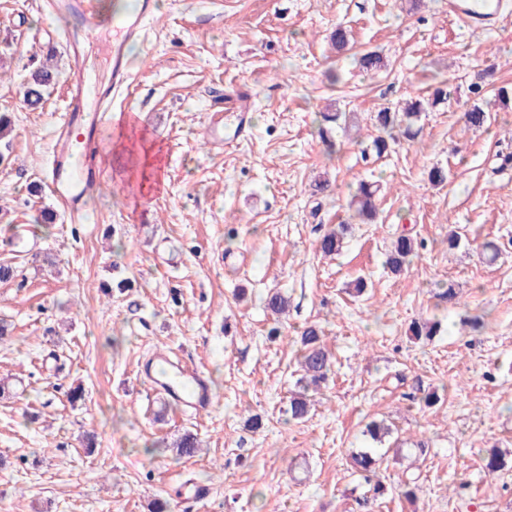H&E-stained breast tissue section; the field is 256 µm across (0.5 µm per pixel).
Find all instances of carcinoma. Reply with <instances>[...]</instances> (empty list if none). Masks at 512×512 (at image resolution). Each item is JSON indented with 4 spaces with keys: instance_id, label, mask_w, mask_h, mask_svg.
I'll list each match as a JSON object with an SVG mask.
<instances>
[{
    "instance_id": "carcinoma-1",
    "label": "carcinoma",
    "mask_w": 512,
    "mask_h": 512,
    "mask_svg": "<svg viewBox=\"0 0 512 512\" xmlns=\"http://www.w3.org/2000/svg\"><path fill=\"white\" fill-rule=\"evenodd\" d=\"M331 44L340 52L350 42V33L347 27L342 24L330 34ZM357 62L363 70L371 73H379L387 68V63L382 55L376 51H367L359 56ZM57 74L43 65L36 66L29 70L23 85V103L32 109H37L43 103L47 91L55 85ZM450 93L443 88L434 91L433 97L424 100L419 97L406 99L402 106L392 111L388 108L376 113L374 124L381 131V135L373 140V148L377 156H382L390 149L388 137L396 129L400 130L401 136L406 140H413L417 135L414 123L421 113L430 108L449 102ZM466 123L471 127H482L487 124L490 115L480 103L473 104L465 114ZM380 191L379 185L362 181L351 195L350 207L355 209L356 215L363 221H373L377 214V194ZM352 225L341 224L338 230L325 234L318 242L317 250L325 256L339 252L343 248L346 236L351 233ZM418 250L417 241L409 234H401L392 243L391 249L386 256V265L392 273H401L416 255ZM441 331L440 321H415L410 326L411 336L417 340H432ZM300 350L297 356L302 376L298 379V386L301 391L291 396L289 400L290 416L294 420L305 418L309 413V403L305 391L309 387H317L327 378L331 368V361L322 339L321 330L315 324L304 328L299 338ZM175 455L179 459H190L196 456L198 443L196 435L188 432L183 434L175 442ZM377 464L376 451L367 448L351 455L352 468L360 473L365 480H370L375 474ZM509 462L505 454L494 449L483 459L485 471L493 475L508 467Z\"/></svg>"
}]
</instances>
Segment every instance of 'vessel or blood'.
Masks as SVG:
<instances>
[{
	"instance_id": "obj_1",
	"label": "vessel or blood",
	"mask_w": 512,
	"mask_h": 512,
	"mask_svg": "<svg viewBox=\"0 0 512 512\" xmlns=\"http://www.w3.org/2000/svg\"><path fill=\"white\" fill-rule=\"evenodd\" d=\"M47 11H61L78 16L79 33L70 46L74 55H81L98 33L100 22L93 0H48ZM152 0H139L136 10L114 7L112 45V81L107 86L92 84L81 67H74L67 80L68 106L53 127V161L46 183L71 222H79L89 202L101 187L100 172L106 158V147L100 129L112 116L113 95L127 82L130 73L125 56L128 43L141 40L144 22L152 11ZM498 0H448L451 14L468 18L482 27L493 26L499 16ZM235 105L226 100L212 105L207 124L208 143L214 147L224 144V115ZM144 377L181 408L201 412L212 407L214 397L204 375L197 369L171 359L166 349H158L153 359L142 367Z\"/></svg>"
}]
</instances>
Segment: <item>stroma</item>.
<instances>
[{"label": "stroma", "instance_id": "obj_1", "mask_svg": "<svg viewBox=\"0 0 512 512\" xmlns=\"http://www.w3.org/2000/svg\"><path fill=\"white\" fill-rule=\"evenodd\" d=\"M39 3L0 0V112L14 121L0 166V228L13 230L0 231V262L21 269L0 283V317L13 325L0 340V379L12 385L0 398V512H150L158 498L186 512L180 490L192 481L213 493L187 512H512V469L492 476L482 462L490 449L512 452V102L492 91L512 84V0L492 30L449 16L446 0H158L127 50L123 113L102 131L108 143L118 128L148 137L157 177L132 181L109 154L84 223L61 215L35 236L34 216L57 207L42 171L65 87L32 110L20 82L42 62L65 76L79 61L104 83L112 65L111 22L77 60L60 30L78 19L45 21ZM339 23L388 69L371 75L338 57ZM487 71L492 86L474 94ZM438 86L449 104L422 113L415 141L376 157L374 113ZM227 94L248 105V134L225 117L213 148L206 110ZM476 102L489 127H466ZM335 110L347 126L322 140L317 126ZM435 166L446 184L429 182ZM319 178L327 191H315ZM371 178L384 184L378 215L360 224L348 203ZM343 222L341 254L321 256L318 240ZM404 231L421 246L396 276L386 252ZM360 276L368 287L355 297ZM448 282L452 307L438 297ZM275 291L289 299L285 316L264 306ZM421 319L441 321L440 335L413 339ZM307 324L320 327L332 372L292 421ZM161 345L206 374L209 410L189 416L152 396L137 369ZM76 385L84 398L73 403ZM432 391L441 400L425 406ZM373 420L405 447L425 444L380 462L378 497L350 466L372 447ZM187 431L201 450L179 460L173 445ZM411 474L419 490L408 500L394 489Z\"/></svg>", "mask_w": 512, "mask_h": 512}]
</instances>
